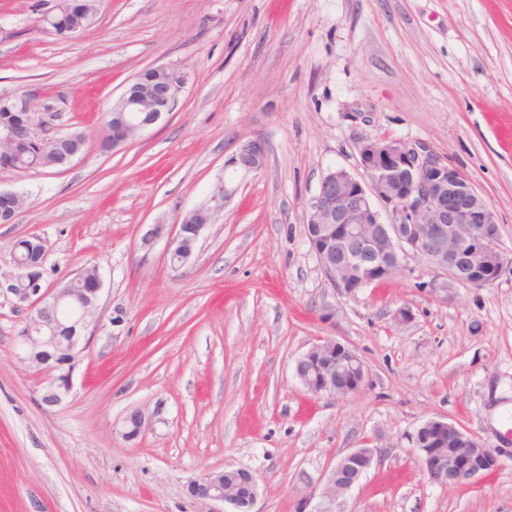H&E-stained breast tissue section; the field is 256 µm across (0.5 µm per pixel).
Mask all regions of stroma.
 <instances>
[{
  "instance_id": "1",
  "label": "stroma",
  "mask_w": 512,
  "mask_h": 512,
  "mask_svg": "<svg viewBox=\"0 0 512 512\" xmlns=\"http://www.w3.org/2000/svg\"><path fill=\"white\" fill-rule=\"evenodd\" d=\"M52 3L0 0V96L50 100L59 132L87 144L62 168L0 169V189L24 198L0 224V273L36 236L49 283L94 266L103 292L54 407L44 373L15 357L23 315L0 296V512H198L189 480L224 469L258 476L254 512H298L369 443L382 461L336 512H512L511 459L448 488L409 442L431 418L491 446L512 433V270L472 288L409 254L344 295L303 231L323 175L357 172L356 134L421 139L469 176L512 257V0H100L67 39L40 26ZM159 65L185 77L174 110L102 152L105 113ZM254 138L265 168L237 175L190 261L171 267L162 239L143 250L148 225L205 203ZM326 337L363 360L360 392L314 395L297 379L296 359ZM135 409L152 422L128 441Z\"/></svg>"
}]
</instances>
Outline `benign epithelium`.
Returning a JSON list of instances; mask_svg holds the SVG:
<instances>
[{"label":"benign epithelium","instance_id":"1","mask_svg":"<svg viewBox=\"0 0 512 512\" xmlns=\"http://www.w3.org/2000/svg\"><path fill=\"white\" fill-rule=\"evenodd\" d=\"M86 0H54L41 15L44 30L57 34L60 16L69 21L64 31L81 30L88 17ZM175 69L167 66L147 68L138 73L118 99L125 112L122 127L112 134V149L126 144L136 133L156 124L176 106L183 83L172 80ZM34 96L20 93L0 97V167L32 171L12 154L9 146L40 142L60 156L57 167H64L79 152L71 147L72 135L56 131L60 113L46 103L37 110ZM357 178L345 168L329 170L313 197L305 225L310 249L331 286L342 294H352L376 280H386L401 268V255L411 253L444 271L455 282L477 287L495 282L512 259L498 248L499 226L495 214L458 166L448 162L430 143L420 139L378 137L359 134L353 142ZM267 162L264 142L250 140L224 162V169L257 172ZM233 190L227 182L206 202L211 214L224 208ZM23 200L11 191L0 190V223H13ZM193 209L177 223L154 224L142 236V246L167 237L166 255L171 265L181 266L192 257L206 228L194 224ZM75 288H59L44 280V272L33 277L25 288L13 286V279L0 276V293L11 295L14 306L25 314L16 357L38 367L47 375L42 402L60 405L70 394L72 378L84 348L85 332L95 316L103 289L102 278H87L78 272ZM338 341L323 338L300 356L295 376L314 395L347 396L361 391L367 370L354 352L343 365L327 369L321 380L309 377L314 356L329 351ZM144 412H129L123 421L122 436L136 439L147 425ZM423 439L410 436L412 448L428 477L444 486L473 485L494 470L501 459H512V439H501L491 448L475 438L473 448H462L448 457V436L464 438L466 430L446 419H429L418 427ZM382 447L354 448L340 457L323 477L322 491L299 498L303 512H336V501L352 490L373 464L381 461ZM225 471H213L189 481L187 492L201 506L200 512H220L222 503L241 510L239 495L224 485Z\"/></svg>","mask_w":512,"mask_h":512}]
</instances>
